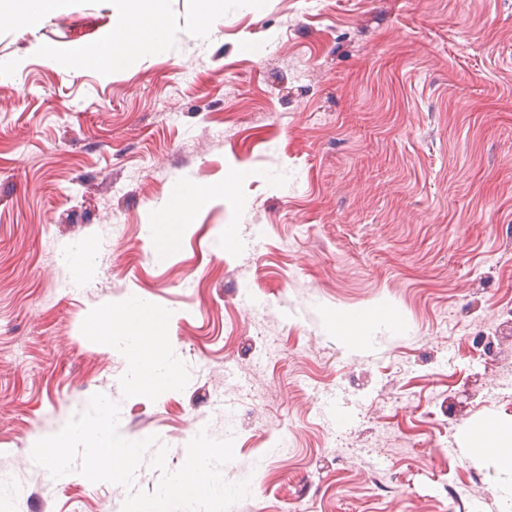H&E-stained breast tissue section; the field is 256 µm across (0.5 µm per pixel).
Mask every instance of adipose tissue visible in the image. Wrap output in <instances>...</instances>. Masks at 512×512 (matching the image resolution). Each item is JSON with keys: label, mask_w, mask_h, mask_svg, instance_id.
I'll return each mask as SVG.
<instances>
[{"label": "adipose tissue", "mask_w": 512, "mask_h": 512, "mask_svg": "<svg viewBox=\"0 0 512 512\" xmlns=\"http://www.w3.org/2000/svg\"><path fill=\"white\" fill-rule=\"evenodd\" d=\"M71 0H0V12H8L23 27L44 17L68 12ZM112 27L98 44L69 49L43 45L41 57L48 63L67 58L75 67L93 68L109 74L131 59L164 52L168 42L166 0H117ZM215 194L210 185L195 182L178 186L154 214L157 250L169 253L180 238L188 216L205 205ZM170 315L139 293H131L113 309L93 319L89 329L119 346L130 359L131 388L156 392L178 385L182 375L165 352ZM469 450L478 456H491L512 470V425L489 420L466 430Z\"/></svg>", "instance_id": "obj_1"}]
</instances>
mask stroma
Instances as JSON below:
<instances>
[{
	"instance_id": "obj_1",
	"label": "stroma",
	"mask_w": 512,
	"mask_h": 512,
	"mask_svg": "<svg viewBox=\"0 0 512 512\" xmlns=\"http://www.w3.org/2000/svg\"><path fill=\"white\" fill-rule=\"evenodd\" d=\"M112 6L0 19V512H121L129 489L31 456L98 392L172 471L199 431L233 436L238 512H502L463 429L512 421V0H224L206 33L167 0L162 54L38 55L99 42ZM240 170L158 261L173 189ZM134 292L172 315L184 379L160 394L85 330ZM95 250L92 245L87 244L76 252L71 261L73 279L76 283L84 282L88 278V271L91 265Z\"/></svg>"
}]
</instances>
